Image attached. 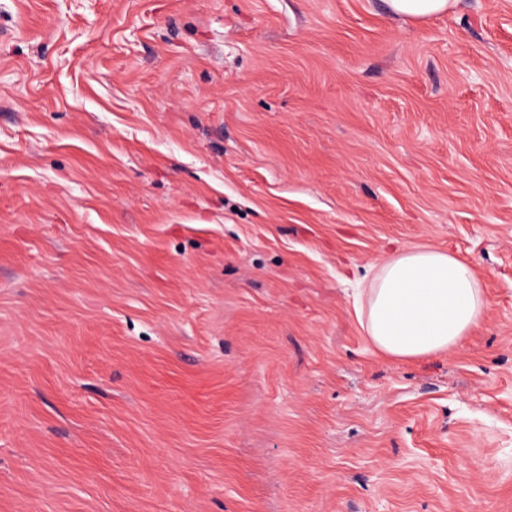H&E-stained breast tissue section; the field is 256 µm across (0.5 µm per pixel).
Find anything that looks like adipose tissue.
Segmentation results:
<instances>
[{
    "label": "adipose tissue",
    "instance_id": "obj_1",
    "mask_svg": "<svg viewBox=\"0 0 512 512\" xmlns=\"http://www.w3.org/2000/svg\"><path fill=\"white\" fill-rule=\"evenodd\" d=\"M358 317L384 354L416 358L452 351L484 319L488 301L470 262L411 246L374 261Z\"/></svg>",
    "mask_w": 512,
    "mask_h": 512
}]
</instances>
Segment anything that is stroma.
I'll return each mask as SVG.
<instances>
[{"label":"stroma","mask_w":512,"mask_h":512,"mask_svg":"<svg viewBox=\"0 0 512 512\" xmlns=\"http://www.w3.org/2000/svg\"><path fill=\"white\" fill-rule=\"evenodd\" d=\"M0 512H512V0H0ZM388 7L396 15L414 21H424L448 11L453 0H387ZM358 317L376 349L416 358L451 352L484 319L488 301L470 262L411 246L374 261Z\"/></svg>","instance_id":"1"}]
</instances>
